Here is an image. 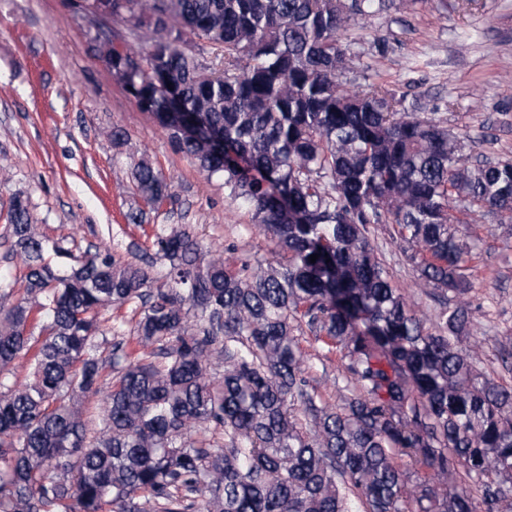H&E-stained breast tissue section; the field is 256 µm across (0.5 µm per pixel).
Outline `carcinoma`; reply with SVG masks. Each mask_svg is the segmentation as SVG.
Wrapping results in <instances>:
<instances>
[{"mask_svg": "<svg viewBox=\"0 0 512 512\" xmlns=\"http://www.w3.org/2000/svg\"><path fill=\"white\" fill-rule=\"evenodd\" d=\"M107 3L112 20L157 32L143 59L102 43L112 73L176 151L224 179L280 258L230 266L173 228L156 237L158 278L107 248L46 242L14 197L26 274L23 296L0 305V512H477L475 492L482 512H512V388L458 346L481 239L451 213L512 215V160L472 163L440 120L338 79L346 20L385 0ZM192 37L222 59L201 63ZM131 177L142 205L126 220L141 224L170 184L146 159ZM374 224L395 225L433 310L394 287ZM132 303L140 351L113 343L92 429L104 313ZM303 325L339 355L351 389L337 405L305 375ZM19 361L25 381L10 384ZM194 429L224 447L188 440ZM403 458L426 475L408 484ZM451 474L448 492L436 479Z\"/></svg>", "mask_w": 512, "mask_h": 512, "instance_id": "cac0c4a2", "label": "carcinoma"}]
</instances>
